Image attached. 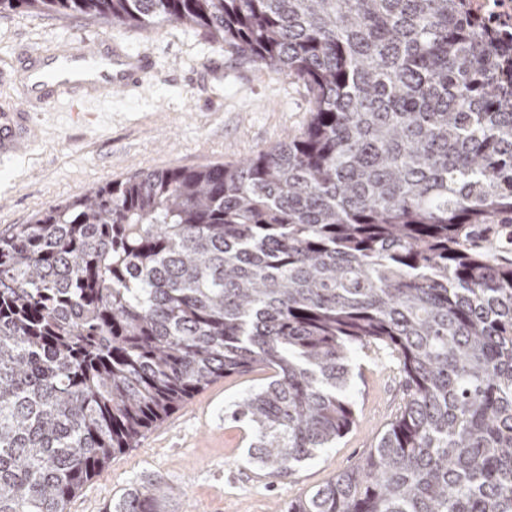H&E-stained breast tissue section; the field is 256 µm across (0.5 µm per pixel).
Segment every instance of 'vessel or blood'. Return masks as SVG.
I'll use <instances>...</instances> for the list:
<instances>
[{
  "label": "vessel or blood",
  "instance_id": "vessel-or-blood-1",
  "mask_svg": "<svg viewBox=\"0 0 512 512\" xmlns=\"http://www.w3.org/2000/svg\"><path fill=\"white\" fill-rule=\"evenodd\" d=\"M153 67L147 56H135L113 48L60 44L53 53L34 49L23 69L0 72V81H11L22 89V106L0 114V155L23 151L33 137L29 115L66 106L99 102L117 90L130 91L142 84Z\"/></svg>",
  "mask_w": 512,
  "mask_h": 512
}]
</instances>
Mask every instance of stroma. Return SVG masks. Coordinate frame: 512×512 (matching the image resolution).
<instances>
[{
    "instance_id": "obj_1",
    "label": "stroma",
    "mask_w": 512,
    "mask_h": 512,
    "mask_svg": "<svg viewBox=\"0 0 512 512\" xmlns=\"http://www.w3.org/2000/svg\"><path fill=\"white\" fill-rule=\"evenodd\" d=\"M95 39L150 55L154 68L140 92L114 93L81 114L35 113V145L22 156L0 159V232L115 179L241 161L310 117L302 83L220 49L198 27L175 22L140 29L52 12L2 13L0 67L21 66L32 48ZM213 60L223 62L222 73L195 86L194 73ZM349 368L354 427L289 477L263 476L249 460L243 429L224 418L235 401L265 384V374L233 376L197 394L137 447L115 454L68 512H105L113 498L145 481L166 488L165 512H284L288 500L357 462L402 405L401 377L384 355L356 352Z\"/></svg>"
}]
</instances>
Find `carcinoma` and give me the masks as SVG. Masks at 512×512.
I'll list each match as a JSON object with an SVG mask.
<instances>
[{"instance_id": "cac0c4a2", "label": "carcinoma", "mask_w": 512, "mask_h": 512, "mask_svg": "<svg viewBox=\"0 0 512 512\" xmlns=\"http://www.w3.org/2000/svg\"><path fill=\"white\" fill-rule=\"evenodd\" d=\"M204 29L312 95L254 157L136 174L0 233V512H67L219 378L284 479L355 424L348 360L405 401L286 512H512V37L465 0H0ZM133 487L106 512H163Z\"/></svg>"}]
</instances>
